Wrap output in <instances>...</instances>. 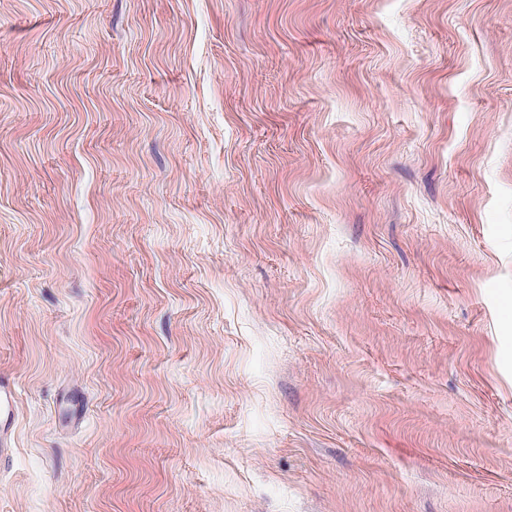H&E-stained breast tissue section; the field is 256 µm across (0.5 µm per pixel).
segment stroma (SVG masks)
I'll list each match as a JSON object with an SVG mask.
<instances>
[{
  "label": "stroma",
  "mask_w": 512,
  "mask_h": 512,
  "mask_svg": "<svg viewBox=\"0 0 512 512\" xmlns=\"http://www.w3.org/2000/svg\"><path fill=\"white\" fill-rule=\"evenodd\" d=\"M0 512H512V0H0ZM16 400V385L13 379L8 376H0V458L2 459L8 448L7 439L9 430L14 418Z\"/></svg>",
  "instance_id": "35a3bbf8"
}]
</instances>
